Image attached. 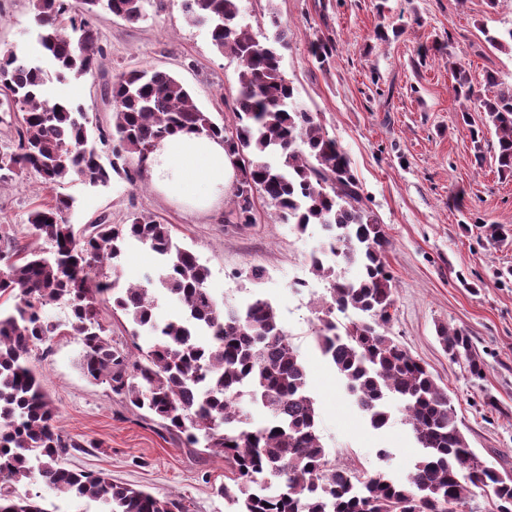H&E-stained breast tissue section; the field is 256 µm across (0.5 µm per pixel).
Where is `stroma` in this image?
<instances>
[{
    "instance_id": "1",
    "label": "stroma",
    "mask_w": 512,
    "mask_h": 512,
    "mask_svg": "<svg viewBox=\"0 0 512 512\" xmlns=\"http://www.w3.org/2000/svg\"><path fill=\"white\" fill-rule=\"evenodd\" d=\"M241 0L242 23L257 36L268 32L265 16L277 12L288 29L282 66L297 89L298 103L313 112L330 137L347 152L351 169L384 224L395 304L388 334L424 362L452 398L458 425L481 458L512 472V283L497 270L512 267V243L491 245L485 225H512V177L499 175L484 142V162L475 159L460 104L452 90L449 57L465 59L475 85L486 72L512 83V56L488 48L483 28L512 26V0L489 7L487 0ZM29 0H0V50L36 49ZM396 27L400 36L375 39L377 26ZM104 51L100 70L66 82L49 80L45 95L84 107L89 129L112 124V104L102 88L132 68L155 67L177 76L195 103L217 122L233 126L238 92L236 58L217 53L205 26L187 18L182 0L148 6L147 16L129 23L100 11L94 21ZM332 38L336 50L326 64L309 53L311 42ZM75 199L69 223H93L106 214L126 223L145 212L171 225L177 242L210 270L209 290L226 305L260 295L276 307L280 325L304 363L315 400L318 430L333 457L362 477L387 472L394 480L410 475L418 448L400 414L382 429L346 391L335 368L313 338L314 308L325 283L310 270V255L322 243L321 227L295 232L277 222L272 208L255 201V223L229 224V201L211 213L191 212L151 186H130L113 177L105 189L65 184ZM38 176L23 172L0 184V225L28 242L29 211L50 198ZM265 271L250 279L252 267ZM157 257L132 243L125 250L120 285L159 278ZM472 336L486 365L471 377L452 361L437 338L438 326ZM75 337H52L48 350H34L31 364L55 407L53 424L84 442L70 451L67 467L101 472L113 481L164 495L180 496L188 512H232L217 495L224 464L189 446L185 435L165 430L158 419L133 409L107 385L89 382L79 366ZM495 400L489 409L487 400ZM388 449L390 462L380 460Z\"/></svg>"
}]
</instances>
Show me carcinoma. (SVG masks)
<instances>
[{
    "mask_svg": "<svg viewBox=\"0 0 512 512\" xmlns=\"http://www.w3.org/2000/svg\"><path fill=\"white\" fill-rule=\"evenodd\" d=\"M183 2L189 18L208 28L214 48L240 61L233 128L201 110L173 74L125 70L104 89L113 103L112 129L97 128V137L112 144L107 167L88 145L86 113L65 100L44 98L48 73L40 61L6 49L0 54V90L7 110L22 113V125L13 147L0 152V182L32 170L50 190L75 179L105 186L113 173L135 186L147 154L172 132L190 127L223 136L236 172L227 223H254L258 193L297 233L311 224L323 227L327 237L312 253L310 268L327 283L330 300L318 304L316 344L371 426L384 427L392 416L389 403H397L422 453L404 482L383 473L362 479L330 458L305 367L268 299L257 295L239 307L218 302L207 288L208 267L174 242L170 225L140 212L126 224L103 215L77 230L65 219L73 198L58 192L29 213L32 243L0 234V299L12 301L0 308V512H49L40 494L19 492L33 483L98 500L102 512H183L170 495L62 465L70 449L84 444L55 430V407L31 367L38 345L62 332L81 344L86 379L108 385L131 406L161 419L167 431L186 434L193 446L204 443L210 456L224 462L232 484L219 492L238 505L237 512H448V500L466 501L475 488L488 492L497 512H512V475L469 448L452 399L387 335L394 305L389 239L346 152L313 113L295 104V86L281 67L288 28L272 15V35L261 41L237 22L240 0ZM147 4L31 0L44 59L62 79L94 74L102 56L92 24L98 9L136 23L146 17ZM482 33L489 47L512 54V26ZM335 50L330 39L310 46L321 65ZM451 71L461 121L475 147L482 149L488 128L496 139L497 171L512 177V84L489 72L478 90L461 59ZM473 112L485 114L484 127L473 124ZM485 233L494 245L512 239V228L503 224H490ZM130 241L161 259L159 283L182 306V318L157 321L152 287L118 288L109 278L105 269L120 270ZM329 254L359 265L361 277L336 272L325 262ZM108 297L113 310L131 321L133 335L147 330L154 336L135 356L105 335L99 301ZM56 304L65 317L51 320L45 308ZM349 311L355 317L348 322L336 318ZM437 335L450 359H462L472 376H484L486 363L466 332L440 326ZM245 398L267 413L258 427L241 409ZM274 483L278 490L268 492Z\"/></svg>",
    "mask_w": 512,
    "mask_h": 512,
    "instance_id": "carcinoma-1",
    "label": "carcinoma"
}]
</instances>
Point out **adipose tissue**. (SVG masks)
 I'll use <instances>...</instances> for the list:
<instances>
[{
  "label": "adipose tissue",
  "mask_w": 512,
  "mask_h": 512,
  "mask_svg": "<svg viewBox=\"0 0 512 512\" xmlns=\"http://www.w3.org/2000/svg\"><path fill=\"white\" fill-rule=\"evenodd\" d=\"M143 172L166 199L200 212L211 211L234 179L223 141L189 130L161 141L145 159Z\"/></svg>",
  "instance_id": "ef3b65f1"
}]
</instances>
